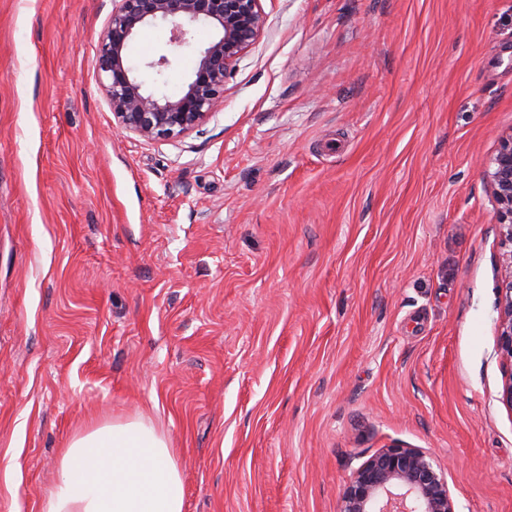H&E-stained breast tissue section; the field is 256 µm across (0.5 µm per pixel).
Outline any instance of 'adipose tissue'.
Listing matches in <instances>:
<instances>
[{"label": "adipose tissue", "instance_id": "1", "mask_svg": "<svg viewBox=\"0 0 512 512\" xmlns=\"http://www.w3.org/2000/svg\"><path fill=\"white\" fill-rule=\"evenodd\" d=\"M185 482L167 437L141 419L95 425L63 448L40 512H184Z\"/></svg>", "mask_w": 512, "mask_h": 512}]
</instances>
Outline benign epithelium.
I'll list each match as a JSON object with an SVG mask.
<instances>
[{
  "mask_svg": "<svg viewBox=\"0 0 512 512\" xmlns=\"http://www.w3.org/2000/svg\"><path fill=\"white\" fill-rule=\"evenodd\" d=\"M171 24L167 44L187 43L198 26L213 32L177 96L148 92L127 64L130 42L146 26ZM261 0H114L96 68L117 123L146 140L179 138L203 124L224 99L227 77L265 31ZM496 208L501 252L497 352L501 402L512 410V131L501 136L485 170ZM339 512H456L446 474L421 448L388 445L356 468Z\"/></svg>",
  "mask_w": 512,
  "mask_h": 512,
  "instance_id": "obj_1",
  "label": "benign epithelium"
}]
</instances>
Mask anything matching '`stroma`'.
<instances>
[{"instance_id": "obj_1", "label": "stroma", "mask_w": 512, "mask_h": 512, "mask_svg": "<svg viewBox=\"0 0 512 512\" xmlns=\"http://www.w3.org/2000/svg\"><path fill=\"white\" fill-rule=\"evenodd\" d=\"M113 0H0V512L61 451L142 418L185 512H339L401 443L456 512H512L499 241L485 164L512 129V0H261L223 104L126 132L95 57ZM169 23L129 59L163 76Z\"/></svg>"}]
</instances>
